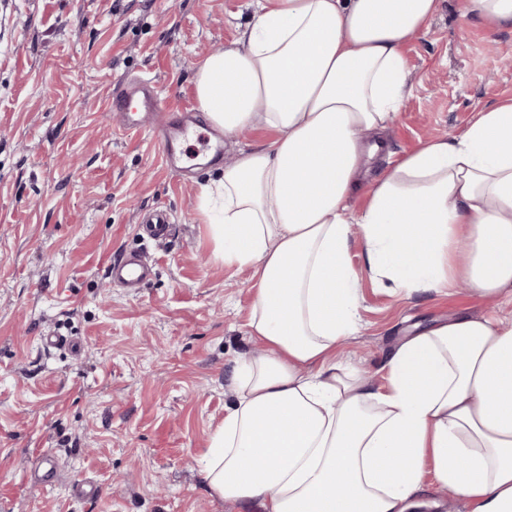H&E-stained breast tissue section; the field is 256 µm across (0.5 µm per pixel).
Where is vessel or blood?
<instances>
[{
	"label": "vessel or blood",
	"mask_w": 512,
	"mask_h": 512,
	"mask_svg": "<svg viewBox=\"0 0 512 512\" xmlns=\"http://www.w3.org/2000/svg\"><path fill=\"white\" fill-rule=\"evenodd\" d=\"M106 110L122 128H149L154 140L163 147L161 159L166 169L173 173L178 171V146L187 140L196 123L184 118L173 119L172 106L155 91L151 82L124 79L113 83ZM148 274V266L128 254L110 261L107 266V276L112 283L130 289L141 287Z\"/></svg>",
	"instance_id": "1"
}]
</instances>
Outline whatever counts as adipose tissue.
Returning a JSON list of instances; mask_svg holds the SVG:
<instances>
[{
    "instance_id": "adipose-tissue-1",
    "label": "adipose tissue",
    "mask_w": 512,
    "mask_h": 512,
    "mask_svg": "<svg viewBox=\"0 0 512 512\" xmlns=\"http://www.w3.org/2000/svg\"><path fill=\"white\" fill-rule=\"evenodd\" d=\"M441 0H257L240 38L195 75L225 138L265 126L200 190L226 265L255 287L265 351L232 367L233 400L201 477L259 512H439L426 461L469 512H512V314L460 315L405 337L376 386L336 357L357 331L353 244L406 293L466 284L512 307V98L459 136L381 173L379 135L411 88L403 49ZM461 19L512 30V0H458ZM366 201L354 213L356 194Z\"/></svg>"
}]
</instances>
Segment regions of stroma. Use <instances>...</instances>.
<instances>
[{
  "label": "stroma",
  "mask_w": 512,
  "mask_h": 512,
  "mask_svg": "<svg viewBox=\"0 0 512 512\" xmlns=\"http://www.w3.org/2000/svg\"><path fill=\"white\" fill-rule=\"evenodd\" d=\"M255 0H0V512H248L212 495L200 470L232 401L226 376L258 349L250 272L225 265L198 209L218 163L181 144L166 171L145 130L115 132L112 84L144 77L194 101L209 52L237 40ZM412 86L383 138L391 159L454 137L512 98V31L461 23L445 0L405 51ZM167 207L171 235L142 238ZM154 274L109 281L122 252ZM351 262L364 267L361 248ZM493 301L464 288L406 294L363 274L359 328L341 357L383 384L380 366L413 332ZM79 338L80 352L43 337ZM52 463L53 488L36 482ZM98 487L78 497L75 481Z\"/></svg>",
  "instance_id": "35a3bbf8"
}]
</instances>
